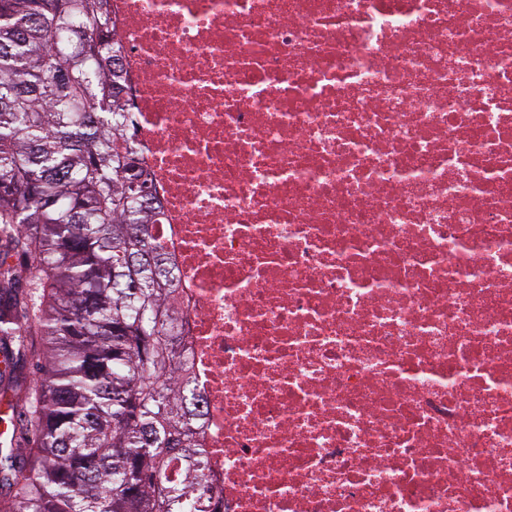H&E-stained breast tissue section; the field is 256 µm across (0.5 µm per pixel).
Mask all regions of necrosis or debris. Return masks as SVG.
Listing matches in <instances>:
<instances>
[{"label":"necrosis or debris","mask_w":512,"mask_h":512,"mask_svg":"<svg viewBox=\"0 0 512 512\" xmlns=\"http://www.w3.org/2000/svg\"><path fill=\"white\" fill-rule=\"evenodd\" d=\"M206 512H512V0H111Z\"/></svg>","instance_id":"1"}]
</instances>
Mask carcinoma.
<instances>
[{
	"instance_id": "carcinoma-1",
	"label": "carcinoma",
	"mask_w": 512,
	"mask_h": 512,
	"mask_svg": "<svg viewBox=\"0 0 512 512\" xmlns=\"http://www.w3.org/2000/svg\"><path fill=\"white\" fill-rule=\"evenodd\" d=\"M115 36L110 0H0V512H203L209 491Z\"/></svg>"
}]
</instances>
